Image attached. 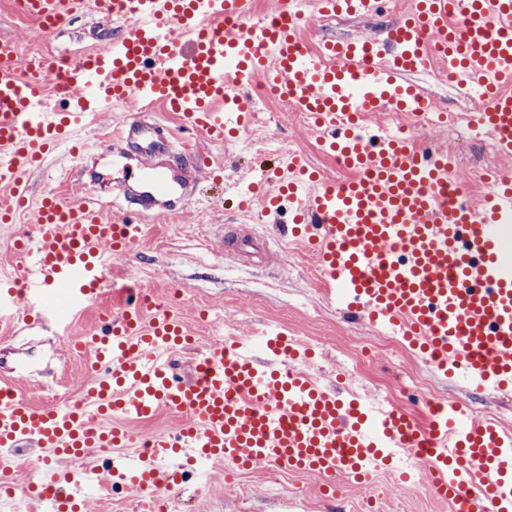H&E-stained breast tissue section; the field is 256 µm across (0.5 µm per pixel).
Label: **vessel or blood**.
Returning <instances> with one entry per match:
<instances>
[{
    "label": "vessel or blood",
    "mask_w": 512,
    "mask_h": 512,
    "mask_svg": "<svg viewBox=\"0 0 512 512\" xmlns=\"http://www.w3.org/2000/svg\"><path fill=\"white\" fill-rule=\"evenodd\" d=\"M381 0H315L317 11L370 17ZM92 0H26L42 33L51 34ZM300 0H278L254 15V0H112L120 35L55 65L28 58L0 39V223L17 209L34 216L32 233L13 244L22 276L0 282V317L28 320L58 293L85 308L103 293L106 256L133 247L142 224L111 221L91 199L60 192L32 197L23 182L58 146L86 161L75 129L123 104L148 101L173 112L178 128L223 143L246 131L257 81L305 112L321 152L336 156L350 178H325L303 154H289L267 184L251 183L245 206L288 209V234L301 239L339 287L352 320H368L418 345L443 377L462 368L476 388L512 390V169L498 171L481 199L448 198L456 167L420 153L373 117L400 109L429 111L425 91L406 73L444 67L482 105L463 119L512 158V0H410L385 36L331 40L310 49L300 37ZM59 76L57 98L45 77ZM102 153L132 159L133 185L120 191L140 214L173 211L175 196L211 170L208 159L168 163L171 142L158 123L134 119L100 138ZM227 255L266 259L257 232L219 234ZM264 356L248 339L226 337L179 374L173 357L188 345L185 323L170 304L132 290L101 328L81 336L85 377L72 405L36 406L0 380V447L45 449L39 478L25 494L40 512H86L81 472L90 484L127 485L152 504L179 469L197 459L258 470L281 467L322 475L336 487L370 481L378 470L410 477V460L426 466L430 489L453 512H512V432L492 420L457 426L458 405L436 410L426 427L368 391L343 392L307 371L309 350L291 334H263ZM178 427L141 438L119 419L158 412ZM135 446L134 457L122 449ZM119 449L108 471L93 464L100 448Z\"/></svg>",
    "instance_id": "b4317fda"
}]
</instances>
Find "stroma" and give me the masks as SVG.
<instances>
[{"mask_svg": "<svg viewBox=\"0 0 512 512\" xmlns=\"http://www.w3.org/2000/svg\"><path fill=\"white\" fill-rule=\"evenodd\" d=\"M302 11L308 20L303 38L311 48L325 37L379 35L384 31V19L376 16L328 22L312 5H304ZM119 31L111 15L93 10L65 23L56 33L44 35L35 20L16 15L11 0H0V38L15 39L24 57H70ZM280 106L275 97L257 102L253 129L272 133L273 138L252 150H240L234 142L217 146L197 136V144L210 158L223 163L226 179L201 181L196 192L179 203L180 220L158 214L146 218L143 235L132 252L110 258L108 278L120 286L140 284L171 302L187 320V333L201 350L222 337L246 336L271 325L311 336L314 347L323 354L316 373L332 379L348 370L355 340H373L376 330L366 322L344 318L339 302L317 282L312 255L280 236V216L257 220L232 201L241 191L238 176L272 175L290 149L302 152L312 168L323 170L328 177H346L345 169L330 165L319 151L308 132L307 119L298 112L281 111ZM26 182L35 196L46 191H63L75 200L93 196L112 218L121 217L126 210L123 198L113 195L111 189L81 184L78 170L61 150L27 176ZM256 220L262 224L270 249L279 252L280 264L223 257L209 234L214 224L245 227ZM112 306L113 293L105 291L90 306L68 312V329L63 333L45 326L40 313L20 325L0 322V378L13 380L18 393L37 405L59 404L75 397L84 377L83 358L74 347L75 341ZM423 369L410 349L383 352L372 362L371 375L362 384L367 387L372 380L382 378L404 387ZM432 382L435 390L459 404L466 416L486 408L504 426L512 427V392L478 391L463 379L446 380L437 375ZM242 478L249 484V495L244 499L226 489L223 464H210L204 471L184 470L181 479L170 482L166 489L171 512H285L291 500L301 502L304 512H350L352 503L370 498L375 499L378 512H396L402 500L407 502L408 512H448L436 496H408L406 486L388 474L365 487L347 486L340 502L327 501L318 507L313 504L320 485L315 474L284 470L274 477L258 470L243 473Z\"/></svg>", "mask_w": 512, "mask_h": 512, "instance_id": "stroma-1", "label": "stroma"}]
</instances>
